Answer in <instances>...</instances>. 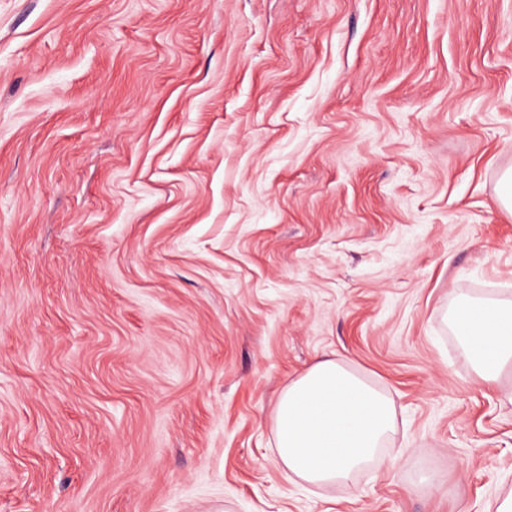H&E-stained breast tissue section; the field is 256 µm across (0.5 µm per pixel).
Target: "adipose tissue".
<instances>
[{
	"instance_id": "1",
	"label": "adipose tissue",
	"mask_w": 512,
	"mask_h": 512,
	"mask_svg": "<svg viewBox=\"0 0 512 512\" xmlns=\"http://www.w3.org/2000/svg\"><path fill=\"white\" fill-rule=\"evenodd\" d=\"M452 328L476 374L512 370V302H462ZM393 402L344 363L322 360L291 380L274 409L276 454L289 477L313 486L352 481L393 430Z\"/></svg>"
}]
</instances>
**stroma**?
<instances>
[{
    "instance_id": "stroma-1",
    "label": "stroma",
    "mask_w": 512,
    "mask_h": 512,
    "mask_svg": "<svg viewBox=\"0 0 512 512\" xmlns=\"http://www.w3.org/2000/svg\"><path fill=\"white\" fill-rule=\"evenodd\" d=\"M512 0H0V512H495L512 372ZM337 359L395 427L292 480ZM452 328L476 374L497 381L512 368V302L464 301L452 316ZM393 402L344 363L322 360L288 382L274 409L276 455L288 477L352 481L393 430Z\"/></svg>"
}]
</instances>
